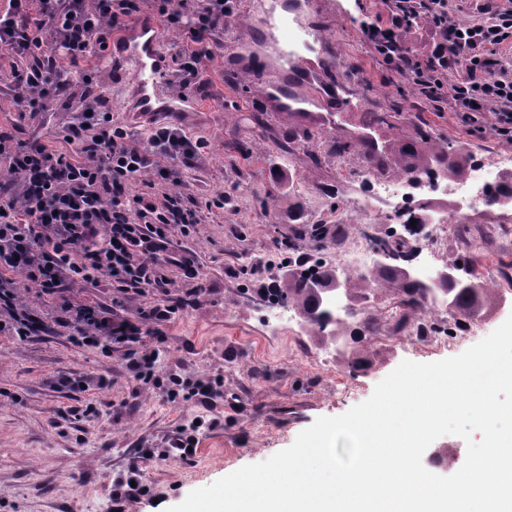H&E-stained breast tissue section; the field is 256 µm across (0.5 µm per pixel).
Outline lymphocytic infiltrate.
<instances>
[{"mask_svg":"<svg viewBox=\"0 0 512 512\" xmlns=\"http://www.w3.org/2000/svg\"><path fill=\"white\" fill-rule=\"evenodd\" d=\"M382 2L386 23L364 31L373 50L434 105L448 104L461 124L476 127L491 118L512 139V68L501 59L512 46V0H471L478 17L463 24L449 18L448 0ZM233 7L234 0H8L0 12V48L32 60L13 73L17 106L43 115L75 82L91 84V75H75L71 64L106 48L111 31L147 11L162 27L185 34L177 94L195 95ZM423 21L432 33L427 53L396 59L395 48ZM451 70L464 80H446ZM101 103L87 93L63 130L65 152L0 134V168L9 174L0 184V333L26 340L45 329L44 314L20 296L36 291L53 302L72 344L123 349L128 372L147 385L156 380V346L177 312L151 300L167 292V268L191 280L188 295L204 290L194 261L172 249L171 227L187 235L201 217L185 206L181 179L167 166L172 160L194 167L203 144L165 123L153 124L146 142H138L113 126ZM148 170L154 192L130 195L128 182ZM103 280L117 292L111 307L77 303L68 294ZM129 295L144 299L131 312L123 307Z\"/></svg>","mask_w":512,"mask_h":512,"instance_id":"f902f5d3","label":"lymphocytic infiltrate"}]
</instances>
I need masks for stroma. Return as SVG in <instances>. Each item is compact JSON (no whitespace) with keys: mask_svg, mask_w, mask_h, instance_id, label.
Wrapping results in <instances>:
<instances>
[{"mask_svg":"<svg viewBox=\"0 0 512 512\" xmlns=\"http://www.w3.org/2000/svg\"><path fill=\"white\" fill-rule=\"evenodd\" d=\"M288 4L240 0L224 19L222 52L204 67L198 97L203 109L186 113L179 124L205 144L196 165L180 172L184 193L200 205L224 197L223 209L204 213L190 235L171 231L175 252L195 260L205 286L189 299L178 279L162 297L178 312L159 346L155 374L163 382L179 379L183 395L169 400L139 384L122 350L74 346L61 327L26 341L0 334V512H112L115 490L133 478L151 493L129 502L127 512H167L191 491L290 447L317 418L342 415L366 401L402 361L433 363L459 355L512 316V249L489 234L477 245L466 244L462 225L449 237L442 264L477 255L499 288L490 315L446 350L429 349L414 319L402 332L377 339L359 320H347L336 332L343 340L338 351L329 346V332L303 318L289 327L269 320L275 301L262 283L281 278L282 262L320 254L332 263L385 230L350 204L370 195L371 186L360 158L340 164L330 156L337 130L271 112L264 84L275 79V68L258 77L241 66L245 41L256 54L276 59L279 33L269 17L287 14ZM385 18L381 0H318L310 17L324 36L316 50L335 51L332 78L358 103L342 130L355 131L365 113L396 112L399 127L424 122L465 154H512V141L492 124L467 127L451 110L435 109L410 77L395 73L371 49L360 27ZM25 64L0 49V132L20 141L39 135L65 150L56 133L70 116L68 101L55 102L44 119L17 111L11 70ZM77 67L98 75L113 123L146 138V125L125 112L114 94L112 73L93 59ZM243 145L248 154L240 153ZM311 224H340L345 231L320 249L307 235ZM354 351L368 354L357 368L350 363ZM62 375L101 377L106 385L56 388ZM197 382L218 383L220 397L206 406L186 398ZM89 405L95 415L83 416ZM195 421L201 428L192 459L167 456L176 428ZM146 451L151 460L131 473V461Z\"/></svg>","mask_w":512,"mask_h":512,"instance_id":"1","label":"stroma"}]
</instances>
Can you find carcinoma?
Returning <instances> with one entry per match:
<instances>
[{"label":"carcinoma","mask_w":512,"mask_h":512,"mask_svg":"<svg viewBox=\"0 0 512 512\" xmlns=\"http://www.w3.org/2000/svg\"><path fill=\"white\" fill-rule=\"evenodd\" d=\"M396 116L395 112L370 113L365 126L366 130L376 135L374 139L359 133L336 136V143L332 147L336 158L342 160L356 155L378 172H393L409 178L431 169L443 170L455 177L464 176L467 167L465 158L452 153L450 143L434 137L424 124H413L399 140L388 139L386 130L395 128ZM461 261L463 265L456 264L454 268H462L463 275L447 289L448 308L451 309L450 332L466 330L486 314L495 302L493 289L488 287L475 260L463 257ZM315 277L327 284L342 280L346 295L354 303L369 298L372 292L391 294L407 310L395 323L397 327L422 311L430 291L424 282L403 276L399 265L394 262H382L368 274L342 279L339 270L318 261L313 271L291 275L285 287L275 295L276 299L295 307L310 326L318 329L335 323V317L327 307L326 292H316L309 287L310 280Z\"/></svg>","instance_id":"cac0c4a2"}]
</instances>
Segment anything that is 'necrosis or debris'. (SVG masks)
<instances>
[{
  "label": "necrosis or debris",
  "instance_id": "necrosis-or-debris-1",
  "mask_svg": "<svg viewBox=\"0 0 512 512\" xmlns=\"http://www.w3.org/2000/svg\"><path fill=\"white\" fill-rule=\"evenodd\" d=\"M508 173H512V155L501 156L493 165L474 158L461 178L443 171L423 173L413 180L374 171L369 177L377 201L390 208L388 217L395 236H404L403 225L410 218L423 219L424 224L413 240L421 244L428 258L422 262L418 275L433 284L437 271L430 262L431 255L447 251L448 237L456 229L461 214L488 212L489 196L512 186L504 179Z\"/></svg>",
  "mask_w": 512,
  "mask_h": 512
}]
</instances>
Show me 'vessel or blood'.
Instances as JSON below:
<instances>
[{"instance_id": "1", "label": "vessel or blood", "mask_w": 512, "mask_h": 512, "mask_svg": "<svg viewBox=\"0 0 512 512\" xmlns=\"http://www.w3.org/2000/svg\"><path fill=\"white\" fill-rule=\"evenodd\" d=\"M280 31L286 66L278 80L267 84V96L281 112L297 111L302 104L323 106L330 90L323 77L334 72V55L325 53L318 60L310 59L315 33L305 21L304 6H297L291 17L282 20ZM105 55L107 61L126 64L130 80L121 86L124 107L143 123H152L161 116L177 121L182 113L201 111V104L193 98L164 95L170 66L160 28L153 18L144 17L131 25L113 39Z\"/></svg>"}]
</instances>
